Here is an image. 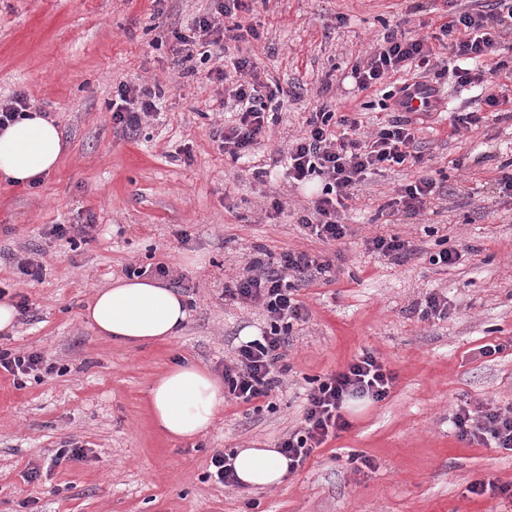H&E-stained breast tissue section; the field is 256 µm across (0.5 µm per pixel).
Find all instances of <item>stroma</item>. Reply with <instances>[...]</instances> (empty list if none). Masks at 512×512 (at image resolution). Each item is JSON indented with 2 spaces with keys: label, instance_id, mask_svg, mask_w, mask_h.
<instances>
[{
  "label": "stroma",
  "instance_id": "35a3bbf8",
  "mask_svg": "<svg viewBox=\"0 0 512 512\" xmlns=\"http://www.w3.org/2000/svg\"><path fill=\"white\" fill-rule=\"evenodd\" d=\"M491 0H251L239 13L265 37L227 42L209 64L174 65V32L186 31L208 0H0V100L25 94L64 134L57 168L39 184L0 180V289L28 300L27 317L0 350L36 351L57 373L16 387L0 370V512H512V499L470 493L471 483L512 484V454L459 439L457 406L512 409V194L497 184L512 159V82L489 78L460 88L451 74L404 71L394 86L426 79L449 111H481L479 126L452 134L447 117L419 134L421 163L362 183L344 221L351 232L327 244L304 235L319 180L294 189L271 166L322 104L346 112L377 100L347 74L373 41L409 14L411 33L438 30L452 13ZM254 54L261 78L293 87L248 161L224 154L216 131L224 85L206 80L225 59ZM140 82L159 112L131 139L112 122V89ZM506 86L508 103L486 106ZM443 178L430 210L383 213L397 189L422 174ZM282 213L267 216L270 196ZM92 224L68 244L55 224ZM187 242H180L178 232ZM397 235L399 259L367 240ZM461 251L434 265L441 249ZM288 250L332 260L331 281L299 283L306 309L288 340V372L271 408L226 400L214 426L174 440L152 425L147 400L167 367L188 359L222 372L258 307L224 299L249 262ZM43 264L40 280L16 262ZM164 264L181 281L190 316L167 344L127 347L100 338L81 310L128 267ZM448 299L445 318H423L429 294ZM493 354H486V347ZM373 352L395 379L379 402H353L345 430L328 439L277 488L255 492L210 478L214 453L273 448L302 421L310 381ZM80 460L53 464L67 444ZM42 467L40 479L26 477Z\"/></svg>",
  "mask_w": 512,
  "mask_h": 512
}]
</instances>
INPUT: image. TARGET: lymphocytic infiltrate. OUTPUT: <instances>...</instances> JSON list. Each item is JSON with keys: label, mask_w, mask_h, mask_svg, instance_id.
<instances>
[{"label": "lymphocytic infiltrate", "mask_w": 512, "mask_h": 512, "mask_svg": "<svg viewBox=\"0 0 512 512\" xmlns=\"http://www.w3.org/2000/svg\"><path fill=\"white\" fill-rule=\"evenodd\" d=\"M248 0H210L208 8L196 17L185 33H175L177 62L193 58L207 61L210 49L221 42L261 41L263 34L254 25L237 20ZM493 12L462 11L442 23L441 42L429 35H407L392 29L371 46L365 56L351 67L358 89H382L383 99L397 98V91L385 89L392 75L415 69L427 73L435 68L451 67L457 85L475 86L482 74L470 69V62H490L491 73L508 66L501 51L506 38L512 37V0H493ZM237 75L225 87L222 107L236 114L234 124L222 126L219 138L225 154L240 160L254 149L266 131V116L280 109L289 95L279 81H261L256 65L248 56L230 61ZM112 101V122L125 132L138 134L158 110V94L145 85L119 83ZM431 109L420 110L417 117L391 119L366 132L358 112L336 113L321 106L308 121L305 132L288 145L289 182L302 184L311 177L323 182L321 194L313 203L311 215L299 223L310 235L331 243L344 239L349 226L341 220L340 210L369 175L385 166L420 162L417 151L420 122L430 117ZM343 134H336V127ZM331 261L302 250L281 253L273 262L252 260L246 275L224 286V297L238 303L260 306L267 320L266 328L256 338L238 346L236 357L224 368V394L250 403L270 396L288 371L285 364L288 334L295 321L303 319L305 308L297 297L296 279L330 274ZM0 369L14 378L16 386L27 379H41L52 374L55 363L39 352L0 351ZM394 382L393 373L370 352H363L347 367L317 382L308 392L302 426L279 444L288 458L289 470H296L320 448L331 435L348 425L343 411L350 400L387 397ZM460 439L512 452V410L487 408L472 410L461 406L453 416Z\"/></svg>", "instance_id": "f902f5d3"}]
</instances>
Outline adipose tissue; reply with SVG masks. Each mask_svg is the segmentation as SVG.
<instances>
[{
    "label": "adipose tissue",
    "mask_w": 512,
    "mask_h": 512,
    "mask_svg": "<svg viewBox=\"0 0 512 512\" xmlns=\"http://www.w3.org/2000/svg\"><path fill=\"white\" fill-rule=\"evenodd\" d=\"M65 142L53 121L32 112L0 130V178L22 185L59 163ZM97 334L126 346L167 343L188 318L184 297L151 278H119L99 290L82 312ZM224 406V383L191 361L170 366L148 392L149 413L167 437L192 440L212 427ZM241 487L263 490L283 485L288 461L275 448H239L233 460Z\"/></svg>",
    "instance_id": "obj_1"
}]
</instances>
